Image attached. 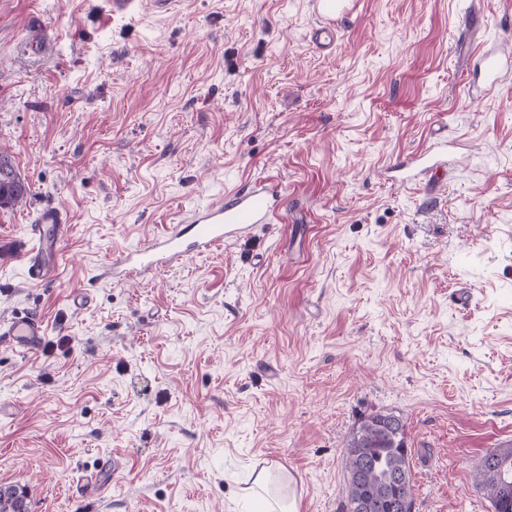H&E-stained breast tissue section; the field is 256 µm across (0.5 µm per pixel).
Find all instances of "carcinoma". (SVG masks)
I'll return each mask as SVG.
<instances>
[{"mask_svg":"<svg viewBox=\"0 0 512 512\" xmlns=\"http://www.w3.org/2000/svg\"><path fill=\"white\" fill-rule=\"evenodd\" d=\"M28 195V185L9 155L0 152V208L13 207ZM348 496L343 512L373 500L385 509L374 512H412L414 484H395L397 473L411 472L405 444V424L398 416L376 412L364 419L346 448ZM475 484L497 505L495 512H512V448H496L482 459ZM0 512H31L28 493L14 486L0 491Z\"/></svg>","mask_w":512,"mask_h":512,"instance_id":"cac0c4a2","label":"carcinoma"}]
</instances>
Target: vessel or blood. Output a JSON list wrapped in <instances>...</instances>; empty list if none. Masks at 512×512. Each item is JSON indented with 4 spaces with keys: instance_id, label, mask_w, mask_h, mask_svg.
I'll list each match as a JSON object with an SVG mask.
<instances>
[{
    "instance_id": "b4317fda",
    "label": "vessel or blood",
    "mask_w": 512,
    "mask_h": 512,
    "mask_svg": "<svg viewBox=\"0 0 512 512\" xmlns=\"http://www.w3.org/2000/svg\"><path fill=\"white\" fill-rule=\"evenodd\" d=\"M320 26L316 38L320 45H331L336 35L335 19L342 15L346 0H313ZM486 87H495L504 71V56L497 52H483L480 58ZM282 195L278 185L259 182L229 197L195 211L185 224L170 225L166 233L131 250L112 262L108 273L113 281L124 282L154 269L179 263L193 256L211 252L224 241L249 235L258 224L279 220ZM38 235L61 237L68 222L67 213L59 207L46 205L32 216ZM46 328L43 319L30 312L17 313L0 335L21 352L36 350Z\"/></svg>"
}]
</instances>
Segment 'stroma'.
Returning a JSON list of instances; mask_svg holds the SVG:
<instances>
[{"mask_svg":"<svg viewBox=\"0 0 512 512\" xmlns=\"http://www.w3.org/2000/svg\"><path fill=\"white\" fill-rule=\"evenodd\" d=\"M312 0H0V484L33 512H248L270 470L341 512L345 448L406 425L414 512H493L482 457L512 446V0H356L334 43ZM438 181L394 167L439 141ZM284 221L116 284L106 268L256 179ZM70 222L27 275L40 204ZM94 501L84 477L101 464ZM504 58L507 65L512 58L511 53L486 51L479 58L486 87L493 88L501 81L504 71ZM4 171L10 174L9 179L4 178ZM28 191L10 156L0 152V208L14 207L27 197ZM46 334L43 319L31 312H19L5 328H0L2 340H7L13 348L21 352L36 350Z\"/></svg>","mask_w":512,"mask_h":512,"instance_id":"stroma-1","label":"stroma"}]
</instances>
